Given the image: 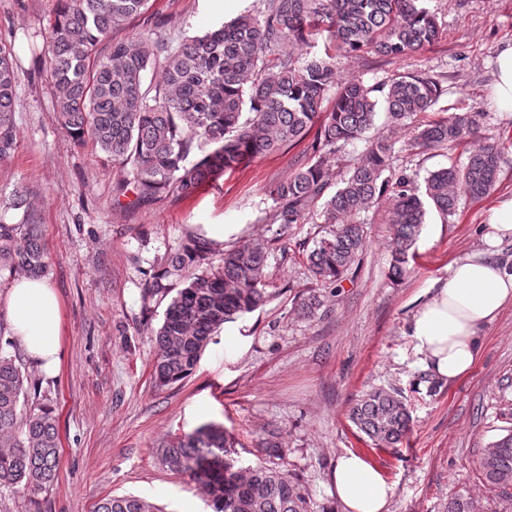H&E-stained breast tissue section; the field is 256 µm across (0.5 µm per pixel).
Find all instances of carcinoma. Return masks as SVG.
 Here are the masks:
<instances>
[{"label":"carcinoma","instance_id":"carcinoma-1","mask_svg":"<svg viewBox=\"0 0 512 512\" xmlns=\"http://www.w3.org/2000/svg\"><path fill=\"white\" fill-rule=\"evenodd\" d=\"M149 0H61L47 37L46 76L55 89L63 128L76 143L91 140L121 165L115 198L132 204L163 194L188 197L205 182L248 161L313 137L308 157L273 184L266 223L279 230L320 212L325 230L306 255L315 287L298 295L295 310L313 317L359 266L367 248L360 215L383 206L391 229L389 276L409 272L410 250L432 207L455 214L461 197L479 200L494 189L502 155L490 141L471 150L461 165L430 172L418 183L391 170L396 141L372 142L335 191L326 163L336 149L360 139L384 112L388 125L408 131L405 150L446 149L478 136L485 113L466 111L417 123L442 95L439 77L406 71L372 85L339 77L340 56L371 54L403 59L442 35L423 0H264L259 13L242 14L176 47L143 35L112 40V31L144 12ZM326 34L321 55L302 52ZM159 78L144 87L148 72ZM13 55L0 45V161L15 149ZM193 234L154 272L144 297L166 296L169 278H182L155 332L154 381L159 388L190 377L211 336L235 315L264 305L269 245L254 240L222 251ZM48 257L37 224L0 222V269L41 277ZM25 377L0 353V486L38 494L58 480L60 437L52 409L27 404ZM348 418L377 448H396L410 431L402 395L374 389L352 404ZM238 441L223 426L205 423L161 445L162 463L188 476L213 512H312L301 478L273 463L238 465ZM280 457L281 433L266 432L258 444ZM482 480L512 500V429L480 457ZM95 512H162L147 498L110 496Z\"/></svg>","mask_w":512,"mask_h":512}]
</instances>
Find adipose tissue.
I'll list each match as a JSON object with an SVG mask.
<instances>
[{"mask_svg": "<svg viewBox=\"0 0 512 512\" xmlns=\"http://www.w3.org/2000/svg\"><path fill=\"white\" fill-rule=\"evenodd\" d=\"M484 250L454 259L447 279L416 309L408 328L424 370L444 382L467 376L482 348V330L512 307V272L493 254L512 236V198L487 212ZM12 339L42 373L57 374L62 356L61 305L47 280L16 279L7 296ZM347 512H388L393 488L363 455L345 452L333 468Z\"/></svg>", "mask_w": 512, "mask_h": 512, "instance_id": "ef3b65f1", "label": "adipose tissue"}]
</instances>
